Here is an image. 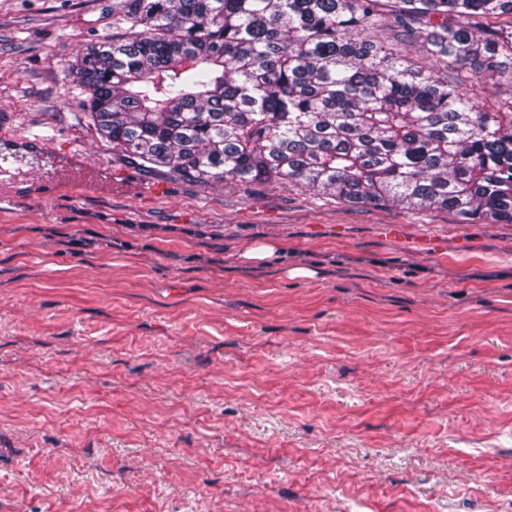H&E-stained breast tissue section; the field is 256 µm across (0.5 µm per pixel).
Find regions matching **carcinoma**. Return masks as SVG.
<instances>
[{
  "label": "carcinoma",
  "instance_id": "carcinoma-1",
  "mask_svg": "<svg viewBox=\"0 0 512 512\" xmlns=\"http://www.w3.org/2000/svg\"><path fill=\"white\" fill-rule=\"evenodd\" d=\"M512 0H113L71 74L112 150L200 182L292 183L347 204L512 222V111L374 39L512 76ZM375 35L376 39L393 47L398 54L419 63V65L427 62L421 57L418 46L407 33L402 31V28L386 25L379 28Z\"/></svg>",
  "mask_w": 512,
  "mask_h": 512
}]
</instances>
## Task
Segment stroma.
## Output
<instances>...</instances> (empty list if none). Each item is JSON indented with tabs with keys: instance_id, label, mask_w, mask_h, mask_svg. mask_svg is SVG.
I'll list each match as a JSON object with an SVG mask.
<instances>
[{
	"instance_id": "stroma-1",
	"label": "stroma",
	"mask_w": 512,
	"mask_h": 512,
	"mask_svg": "<svg viewBox=\"0 0 512 512\" xmlns=\"http://www.w3.org/2000/svg\"><path fill=\"white\" fill-rule=\"evenodd\" d=\"M111 33L0 0V126L112 167L0 212V512H512V223L119 156L70 76Z\"/></svg>"
}]
</instances>
